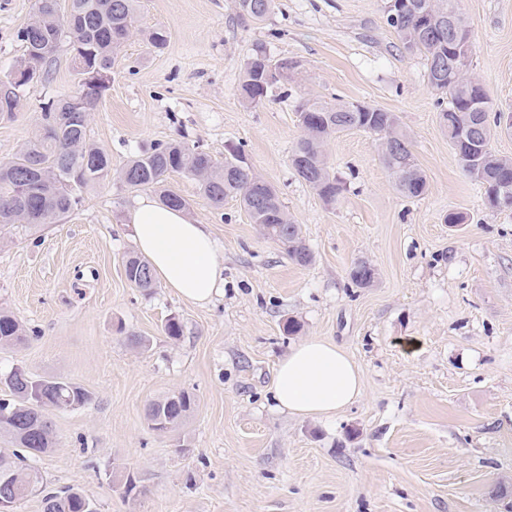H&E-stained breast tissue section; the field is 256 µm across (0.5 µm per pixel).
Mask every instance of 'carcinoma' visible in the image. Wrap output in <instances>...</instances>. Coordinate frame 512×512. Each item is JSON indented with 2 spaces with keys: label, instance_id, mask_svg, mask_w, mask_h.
I'll return each mask as SVG.
<instances>
[{
  "label": "carcinoma",
  "instance_id": "1",
  "mask_svg": "<svg viewBox=\"0 0 512 512\" xmlns=\"http://www.w3.org/2000/svg\"><path fill=\"white\" fill-rule=\"evenodd\" d=\"M138 0H35L33 21L17 31L24 55L0 75V116L10 117L30 83L16 78L36 75L48 78L50 66L64 36H69L72 58L79 76L98 70L112 71L120 48L134 27ZM443 12L456 16V35L438 27L419 29L418 18L407 4L386 7V23L409 53L424 56L428 85L440 94L439 125L448 136L464 172L485 188L487 203L494 197L512 194V161L494 155L490 140L500 128L504 113L477 110L476 99L483 86L472 80L467 60L474 48L471 29L458 0H440ZM273 0H251L250 19L262 21L270 13ZM268 59L256 47L244 63L242 100L250 105L263 102L271 85L260 82L252 62ZM108 86L100 87L91 100L69 96L39 104L41 130L11 159L0 161V227L20 225L26 229L56 224L81 205L84 190L108 180L112 160L87 141L89 117L98 98ZM350 103L334 104L305 100L297 106L303 135L293 147L289 162L296 175L327 204H333L345 190L343 182L330 170L324 145L333 135L358 129L386 141L381 159L394 175L397 190L407 198H418L427 190V179L415 164L410 143L399 129L396 116L380 108L349 109ZM243 150L235 147L224 159L191 148L179 141L158 142L150 150L131 157L121 169L123 184L133 190L160 189L163 203L184 209L186 200L164 184L171 172L184 173L199 182L202 194L215 206L231 197L239 201L252 223L278 243L288 258L307 266L313 254L303 242L301 228L288 216L274 187L252 181L247 166L240 165ZM124 271L137 288H151L154 276L147 260L130 255ZM375 268L359 261L351 269L350 280L368 287ZM28 340L27 330L8 309L0 307V347H14ZM6 387L0 398V433L10 438L12 447L0 448V486L11 488L15 503L42 490L29 461L55 448L53 428H34L50 410L79 409L92 403L85 388L62 377H35L15 367L0 377ZM196 410V399L186 391L172 392L153 402L147 413L150 424H163L168 432L179 429ZM44 512H96L81 493L47 491Z\"/></svg>",
  "mask_w": 512,
  "mask_h": 512
}]
</instances>
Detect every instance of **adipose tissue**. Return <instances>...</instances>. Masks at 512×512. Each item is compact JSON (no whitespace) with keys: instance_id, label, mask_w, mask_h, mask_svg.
Here are the masks:
<instances>
[{"instance_id":"1","label":"adipose tissue","mask_w":512,"mask_h":512,"mask_svg":"<svg viewBox=\"0 0 512 512\" xmlns=\"http://www.w3.org/2000/svg\"><path fill=\"white\" fill-rule=\"evenodd\" d=\"M130 220L138 253L165 287L200 305L222 292L224 269L206 225L152 198L140 200ZM362 393V375L353 360L336 343L317 337L290 349L278 363L272 386L276 408L302 418L336 416Z\"/></svg>"}]
</instances>
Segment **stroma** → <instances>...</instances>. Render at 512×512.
<instances>
[{
  "mask_svg": "<svg viewBox=\"0 0 512 512\" xmlns=\"http://www.w3.org/2000/svg\"><path fill=\"white\" fill-rule=\"evenodd\" d=\"M33 4L0 0V72L23 55L16 34ZM385 6L274 0L255 23L236 0H140L89 140L116 170L157 142L219 159L242 147L313 261L294 264L236 200L215 207L175 172L167 185L208 225L224 267V291L205 306L127 281L139 194L117 179L89 186L61 223L0 230V307L29 332L0 349V372L63 376L93 395L88 407L50 411L57 445L33 461L46 488L80 490L97 512H512V210L490 208L463 171L425 60L403 49ZM460 9L474 35L470 72L494 109L512 111V0ZM158 27L160 50L146 40ZM257 46L300 67L247 106L239 86ZM79 89L61 41L48 79L0 120V160L38 132L41 100ZM305 99L393 113L426 193L403 197L375 136L353 129L325 146L346 189L324 204L289 165ZM451 212L464 223L446 224ZM362 260L376 278L357 288L349 272ZM172 316L183 325L176 339L164 332ZM289 319L299 334L284 333ZM132 333L148 347L132 348ZM309 337L341 346L363 374L362 396L332 418L273 407L278 362ZM177 390L196 395V411L176 431L152 430L149 405ZM130 472L142 492L125 498L116 487ZM500 486L507 496H495Z\"/></svg>",
  "mask_w": 512,
  "mask_h": 512,
  "instance_id": "1",
  "label": "stroma"
}]
</instances>
